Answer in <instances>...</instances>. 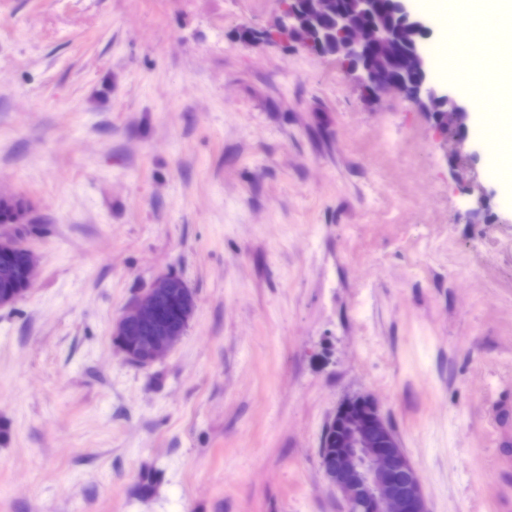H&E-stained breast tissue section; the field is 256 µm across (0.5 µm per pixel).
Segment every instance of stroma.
Wrapping results in <instances>:
<instances>
[{
    "instance_id": "obj_1",
    "label": "stroma",
    "mask_w": 512,
    "mask_h": 512,
    "mask_svg": "<svg viewBox=\"0 0 512 512\" xmlns=\"http://www.w3.org/2000/svg\"><path fill=\"white\" fill-rule=\"evenodd\" d=\"M279 0H0V512H346L320 438L378 400L429 512H512V136L270 41ZM463 135L466 148L453 153ZM479 184L485 210L462 192ZM162 360L113 328L160 275ZM26 210H18L8 215H0V257L9 258L15 251L26 254L25 278L26 288H10L0 290V308L12 306L34 284L39 273V256L27 247L20 239L21 231L26 224ZM194 309L195 297L186 282L173 283L172 276L162 275L126 306L113 334L130 362L151 365L179 342ZM171 311L181 321H174ZM143 327L148 328L149 334L138 336Z\"/></svg>"
}]
</instances>
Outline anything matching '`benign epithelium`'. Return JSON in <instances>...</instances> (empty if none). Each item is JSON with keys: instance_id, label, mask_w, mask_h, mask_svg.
<instances>
[{"instance_id": "7a95c632", "label": "benign epithelium", "mask_w": 512, "mask_h": 512, "mask_svg": "<svg viewBox=\"0 0 512 512\" xmlns=\"http://www.w3.org/2000/svg\"><path fill=\"white\" fill-rule=\"evenodd\" d=\"M280 2L277 32L303 48L324 53L314 22L334 10L335 0H306L303 15L297 12L295 0ZM381 6L397 15L411 34L429 31L427 21L411 11L409 0H349V10L336 12L334 55L357 74L366 92L397 91L420 109L446 111L454 123L465 125L468 105L452 89L444 92L436 86L421 42L410 41L403 52L402 65L412 74L410 81L393 79L366 62L368 53L387 51L388 31L372 23L358 25L354 17L375 14ZM24 224V210L0 215V257L7 259L15 251L26 254V287L0 290L1 309L15 304L39 273V256L20 239ZM194 309L195 297L185 281L175 283L169 275L159 276L126 306L114 336L130 362L151 365L179 342ZM323 447L328 458L322 465L324 476L340 493L347 512H428L418 472L371 397L352 396L336 407L325 428Z\"/></svg>"}]
</instances>
